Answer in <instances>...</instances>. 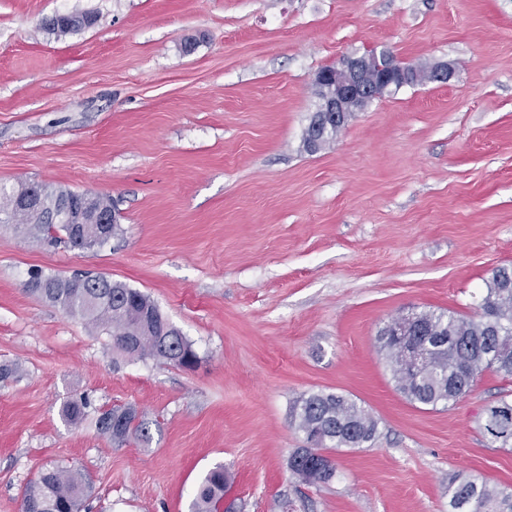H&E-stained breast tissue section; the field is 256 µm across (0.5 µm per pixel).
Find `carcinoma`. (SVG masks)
Here are the masks:
<instances>
[{
	"label": "carcinoma",
	"mask_w": 512,
	"mask_h": 512,
	"mask_svg": "<svg viewBox=\"0 0 512 512\" xmlns=\"http://www.w3.org/2000/svg\"><path fill=\"white\" fill-rule=\"evenodd\" d=\"M93 23L89 14L72 13L57 14L44 20L42 26L65 35ZM29 190L42 192L39 207H27L17 201ZM60 198L76 203L85 200V194L23 182L16 189L0 184V223L20 224L29 233L46 236L51 244L69 242L77 233V225L47 221ZM31 279L45 281L48 287H30L29 292L106 331L122 356L156 358L182 368L197 365L192 344L171 326L147 294L101 274L62 278L36 273ZM415 316L426 335L447 340L445 347L430 342L426 362L415 373L404 370L397 346L387 339L397 330V322L392 321L379 331L380 350L396 388L409 402L432 408L453 405L470 392L475 378L486 369L512 379L511 266L491 270L478 315L420 311ZM89 406L86 397H73L64 403L62 415L67 423L77 424L88 415ZM290 419L307 446L288 457V470L310 485L327 484L335 476V467L324 451L361 447L374 442L379 433L378 420L354 399L338 392L321 390L303 395L290 406ZM96 427L118 446L132 439L150 438L149 421L132 406L101 412ZM481 428L491 442L503 448L512 446V400L503 398L489 406ZM226 482L224 467L207 472L198 486L191 512H215L217 503L224 498ZM90 490L88 475L73 469H49L26 487L22 512H80ZM448 512H512V491L474 477L453 479L448 483Z\"/></svg>",
	"instance_id": "carcinoma-1"
}]
</instances>
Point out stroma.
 <instances>
[{"label": "stroma", "mask_w": 512, "mask_h": 512, "mask_svg": "<svg viewBox=\"0 0 512 512\" xmlns=\"http://www.w3.org/2000/svg\"><path fill=\"white\" fill-rule=\"evenodd\" d=\"M88 13L64 36L44 18ZM386 48L455 63L448 84L372 101L302 148L315 73ZM104 196L123 235L48 245L0 224V512L41 471L89 474L88 512H189L223 466L230 512H448L451 478L512 491V447L479 427L512 398L488 370L453 406L409 403L377 334L413 310L473 316L512 265V0H0V184ZM91 272L154 300L186 369L121 357L106 331L26 289ZM323 390L379 421L329 451L318 486L287 468L289 409ZM84 395L71 425L64 401ZM132 405L148 442L93 418Z\"/></svg>", "instance_id": "1"}]
</instances>
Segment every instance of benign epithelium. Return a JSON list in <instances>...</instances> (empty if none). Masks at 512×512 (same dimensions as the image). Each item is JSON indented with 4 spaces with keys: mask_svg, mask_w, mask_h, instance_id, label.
Masks as SVG:
<instances>
[{
    "mask_svg": "<svg viewBox=\"0 0 512 512\" xmlns=\"http://www.w3.org/2000/svg\"><path fill=\"white\" fill-rule=\"evenodd\" d=\"M456 74V67L448 61H439L430 68L429 81L446 84ZM419 81L416 66H403L397 56L388 49L369 48L361 54L344 57L335 65L320 69L314 78V91L321 94L318 111L325 113L323 121L309 129V143L317 147L319 140L329 129L343 121L350 112L361 111L360 103L367 97L380 98L393 95ZM108 218L94 216L90 221L79 216L80 238L78 244L92 242L103 237L101 228ZM412 321L404 319L398 329L400 346L403 348L408 367L412 370L425 360L418 337L410 335Z\"/></svg>",
    "mask_w": 512,
    "mask_h": 512,
    "instance_id": "7a95c632",
    "label": "benign epithelium"
}]
</instances>
